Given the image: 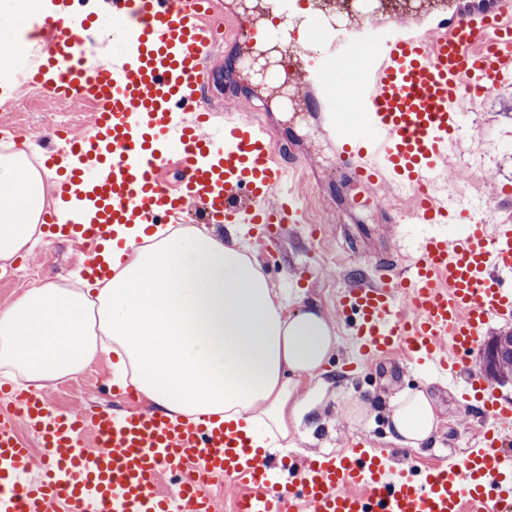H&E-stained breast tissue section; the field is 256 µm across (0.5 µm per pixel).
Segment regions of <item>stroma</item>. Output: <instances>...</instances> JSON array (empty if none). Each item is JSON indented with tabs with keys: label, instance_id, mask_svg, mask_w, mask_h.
<instances>
[{
	"label": "stroma",
	"instance_id": "stroma-1",
	"mask_svg": "<svg viewBox=\"0 0 512 512\" xmlns=\"http://www.w3.org/2000/svg\"><path fill=\"white\" fill-rule=\"evenodd\" d=\"M26 72V67H17V89L12 99L0 102V150L21 149L33 141L46 151L57 141L60 117L52 97L42 98L39 110L15 108L16 103L39 96L27 86ZM224 92L231 106L264 109L277 148L305 170L299 191L308 198L312 221L269 244L253 237L246 224H219L215 230L254 249L270 285L287 295L292 308L316 305L336 328V351L327 371L300 387L305 411L293 447L280 450V457L299 464L308 457L336 453L362 442L385 451L394 461L408 454L422 464L465 447L483 425L479 404L461 402L453 387L419 370L402 354L366 369L358 367L353 338L337 310L341 292L359 270L385 269L410 252L414 242L411 225L392 227L386 222L385 210L355 207L348 173L335 162L336 143L322 133L316 113L285 115L275 105L276 90L255 84L241 72L225 83ZM458 139L461 150L451 158L445 178L465 191L476 212H483L485 202L490 201L499 218L512 217V94L487 98L459 129ZM85 254V248L65 237H51L36 245L7 270H0V308L45 278L67 282L81 269ZM111 377L108 365L99 362L47 386L44 393L52 403L73 412L96 406L146 407V400L132 389L113 390ZM417 388L432 397L441 424L427 446L408 453L390 440L386 414L391 397ZM355 399L373 404L375 417L362 426L352 425L343 413L346 402Z\"/></svg>",
	"mask_w": 512,
	"mask_h": 512
}]
</instances>
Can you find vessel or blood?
Wrapping results in <instances>:
<instances>
[{"label": "vessel or blood", "instance_id": "vessel-or-blood-1", "mask_svg": "<svg viewBox=\"0 0 512 512\" xmlns=\"http://www.w3.org/2000/svg\"><path fill=\"white\" fill-rule=\"evenodd\" d=\"M306 5L260 0L257 12L231 18L222 0H112V55L94 63L83 58L81 28L30 19L46 55L28 83L93 109L91 128L63 142L80 164L55 193H80L86 210L62 230L99 246L124 226L177 223L192 204L202 223L253 224L267 242L304 223L267 124L214 104L223 94L210 66L214 31L232 24L247 40L308 56L297 80L336 139L354 204L379 207L382 192L401 187L413 203L394 223L434 228L396 275L342 294L362 366L401 350L439 375L455 373L490 320L512 319V286L502 279L512 272V223L471 215L464 191L438 184L462 110L512 86V0H469L423 26L363 10L352 24ZM349 98L354 126L344 119ZM174 165L185 173L177 188L164 181ZM447 224L455 235L441 233ZM483 405V439L426 467L357 443L293 470L212 420L147 408L59 411L24 391L0 413V512H215L219 482L238 489L233 512H512V450L499 437L512 402L490 395ZM28 433L48 463L36 464Z\"/></svg>", "mask_w": 512, "mask_h": 512}]
</instances>
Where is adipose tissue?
<instances>
[{"label": "adipose tissue", "mask_w": 512, "mask_h": 512, "mask_svg": "<svg viewBox=\"0 0 512 512\" xmlns=\"http://www.w3.org/2000/svg\"><path fill=\"white\" fill-rule=\"evenodd\" d=\"M42 13L79 17L56 0H0V36ZM49 169L27 152L0 153V269L44 236ZM126 250L105 249L109 276L83 288L45 280L0 309V378L33 389L114 353L115 379L131 382L170 417L214 418L263 449L295 438L304 380L320 376L336 348L319 308L288 311L259 263L236 241L191 224L125 231ZM391 439L420 448L441 419L424 390L390 403Z\"/></svg>", "instance_id": "obj_1"}]
</instances>
